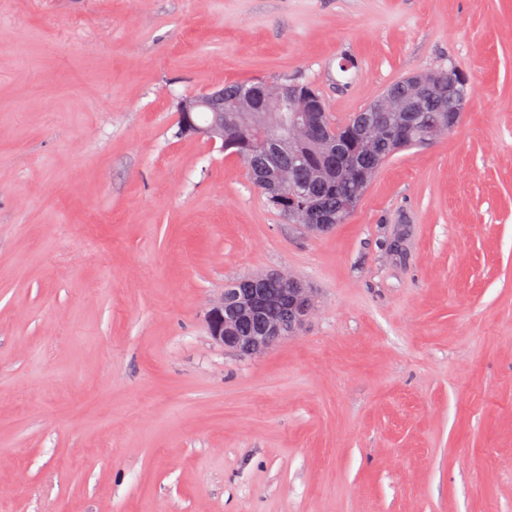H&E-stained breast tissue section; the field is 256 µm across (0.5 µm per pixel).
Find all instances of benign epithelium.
<instances>
[{
  "label": "benign epithelium",
  "instance_id": "obj_1",
  "mask_svg": "<svg viewBox=\"0 0 512 512\" xmlns=\"http://www.w3.org/2000/svg\"><path fill=\"white\" fill-rule=\"evenodd\" d=\"M436 80L435 76L409 77L412 102L393 108L392 114L386 117L387 122L397 130L402 129L414 103L431 98V88ZM290 99L300 100L302 106L288 115L285 104ZM225 100V87L222 85L180 99L177 103L179 134L202 137L211 142L224 140ZM234 106L244 125L253 131L255 137L268 140L275 152L299 140L327 145L326 160L317 173L316 181L336 177L337 161L332 148L336 137L313 120L312 113L319 110V105L306 90L294 84L256 82L246 93L235 96ZM252 179L266 188L273 202L288 204L289 214L301 230L319 235L332 223L333 216L317 209L308 199L288 195L286 174L265 169L254 172ZM280 277L288 283L284 294L278 297L288 304V320L265 313L269 296L263 288L264 278L250 276L247 279L249 287L227 288L209 300L204 319L211 342L227 351L259 356L285 337L295 334L312 313V291L302 281L286 273H280ZM256 318L261 320L260 335H238L237 327L242 321Z\"/></svg>",
  "mask_w": 512,
  "mask_h": 512
}]
</instances>
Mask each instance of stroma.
Wrapping results in <instances>:
<instances>
[{"mask_svg": "<svg viewBox=\"0 0 512 512\" xmlns=\"http://www.w3.org/2000/svg\"><path fill=\"white\" fill-rule=\"evenodd\" d=\"M451 66L456 131L320 237L177 135L218 83L341 121ZM277 270L313 317L214 345ZM0 512H512V0H0ZM278 273L288 283V288L284 282L273 277L274 272L265 274L266 288L270 293L285 288L284 294L277 300L286 301L288 311L277 304L269 305L267 311L282 319L288 315V321L265 313L270 298L263 288L264 278L249 276L240 281L247 279L251 288H226L209 300L204 319L214 345L245 356H259L301 328L313 310L312 291L302 281L286 273ZM256 318L261 320V334L252 336L257 333V328L251 324L243 326L240 330L242 336H239L238 325L244 320Z\"/></svg>", "mask_w": 512, "mask_h": 512, "instance_id": "1", "label": "stroma"}]
</instances>
